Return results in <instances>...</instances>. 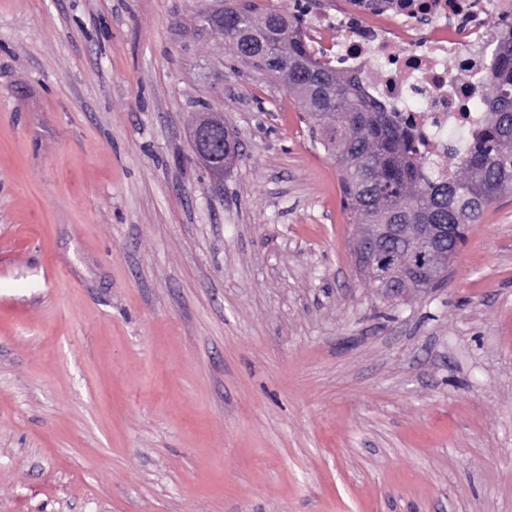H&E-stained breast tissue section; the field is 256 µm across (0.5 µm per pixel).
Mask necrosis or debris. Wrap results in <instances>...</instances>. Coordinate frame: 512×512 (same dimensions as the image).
I'll use <instances>...</instances> for the list:
<instances>
[{
	"label": "necrosis or debris",
	"instance_id": "obj_1",
	"mask_svg": "<svg viewBox=\"0 0 512 512\" xmlns=\"http://www.w3.org/2000/svg\"><path fill=\"white\" fill-rule=\"evenodd\" d=\"M512 15V0H336L319 9L306 35L322 62L363 76L365 88L411 123L422 156L448 157L449 129L480 121L487 60L501 31L489 30L488 9ZM361 23L330 44L333 23Z\"/></svg>",
	"mask_w": 512,
	"mask_h": 512
}]
</instances>
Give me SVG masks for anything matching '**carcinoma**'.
<instances>
[{
	"label": "carcinoma",
	"instance_id": "obj_1",
	"mask_svg": "<svg viewBox=\"0 0 512 512\" xmlns=\"http://www.w3.org/2000/svg\"><path fill=\"white\" fill-rule=\"evenodd\" d=\"M302 13L259 11L252 4L224 9V41L245 64L284 58L273 77L287 84L325 151L336 157L346 208L360 224H405L408 242L359 251L360 274L387 296L430 287L410 259L419 224H454L436 250L432 276L446 271L445 254L467 240L469 225L512 195V25L488 67L484 111L451 170L427 162L413 134L362 85L357 73L313 59L302 39Z\"/></svg>",
	"mask_w": 512,
	"mask_h": 512
}]
</instances>
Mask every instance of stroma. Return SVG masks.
<instances>
[{
  "label": "stroma",
  "instance_id": "obj_1",
  "mask_svg": "<svg viewBox=\"0 0 512 512\" xmlns=\"http://www.w3.org/2000/svg\"><path fill=\"white\" fill-rule=\"evenodd\" d=\"M223 5L0 0V512H512V197L383 297ZM217 130H224V137L229 136L238 147L239 143L233 134L224 129V120L214 112H198L193 122V145L195 152H200L211 160L209 173L212 178L220 183L224 180V172L227 171L236 161L224 155V140H217L213 133Z\"/></svg>",
  "mask_w": 512,
  "mask_h": 512
}]
</instances>
